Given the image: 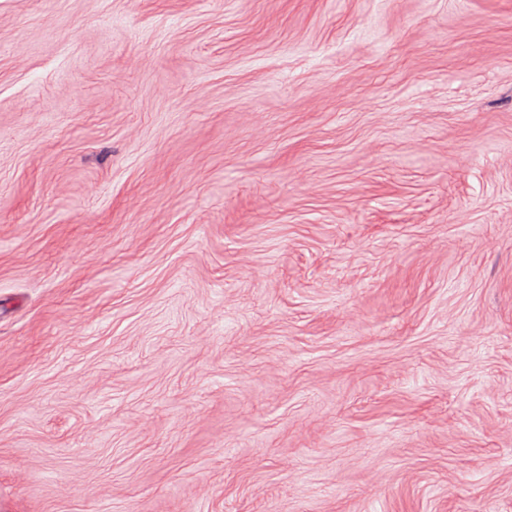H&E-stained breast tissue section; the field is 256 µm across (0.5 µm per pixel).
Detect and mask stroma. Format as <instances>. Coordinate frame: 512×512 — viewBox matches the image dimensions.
Returning <instances> with one entry per match:
<instances>
[{
  "instance_id": "stroma-1",
  "label": "stroma",
  "mask_w": 512,
  "mask_h": 512,
  "mask_svg": "<svg viewBox=\"0 0 512 512\" xmlns=\"http://www.w3.org/2000/svg\"><path fill=\"white\" fill-rule=\"evenodd\" d=\"M0 512H512V0H0Z\"/></svg>"
}]
</instances>
